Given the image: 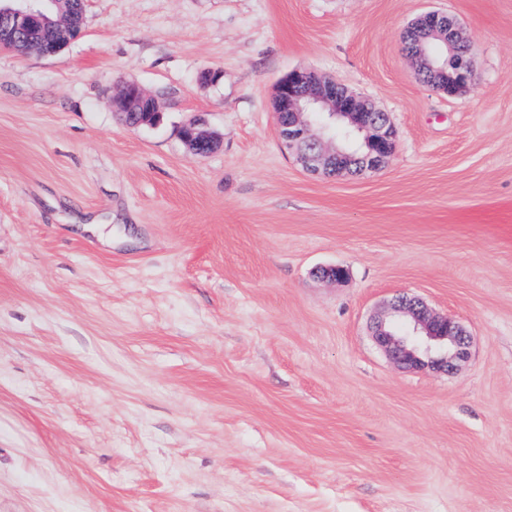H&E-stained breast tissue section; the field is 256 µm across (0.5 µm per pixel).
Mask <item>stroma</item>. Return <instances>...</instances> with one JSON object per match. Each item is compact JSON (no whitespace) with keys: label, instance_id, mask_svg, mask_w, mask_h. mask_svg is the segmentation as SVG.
<instances>
[{"label":"stroma","instance_id":"1","mask_svg":"<svg viewBox=\"0 0 512 512\" xmlns=\"http://www.w3.org/2000/svg\"><path fill=\"white\" fill-rule=\"evenodd\" d=\"M430 10L476 46L454 98L402 43ZM295 69L387 113L380 171L281 147ZM399 293L468 330L456 370L374 342ZM0 512H512V0H86L0 48ZM206 124L202 116L185 123L180 128V138L190 151L198 155H206L219 146V138L214 132L204 129Z\"/></svg>","mask_w":512,"mask_h":512}]
</instances>
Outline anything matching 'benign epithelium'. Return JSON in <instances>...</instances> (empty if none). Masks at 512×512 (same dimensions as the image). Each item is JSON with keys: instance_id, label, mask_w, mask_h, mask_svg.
Listing matches in <instances>:
<instances>
[{"instance_id": "benign-epithelium-1", "label": "benign epithelium", "mask_w": 512, "mask_h": 512, "mask_svg": "<svg viewBox=\"0 0 512 512\" xmlns=\"http://www.w3.org/2000/svg\"><path fill=\"white\" fill-rule=\"evenodd\" d=\"M32 0H0V47L50 56L60 51L53 40L31 42L23 37L30 24L37 23L59 35L69 27L67 13L59 0H37L57 7V18L31 5ZM417 33L413 53L415 72L428 75L430 86L448 97L466 92L475 81L473 44L460 31L457 20L445 12L431 10L420 14L409 25ZM134 83L125 85L114 97L123 108L145 98ZM321 112L333 124L358 134L365 151L358 156L345 153L329 133L330 126L317 124L311 116ZM276 118L288 116L287 124L277 123L280 142L301 168L310 174L329 177L361 176L379 171L395 147V131L380 108L330 78L308 70H293L276 83ZM198 116L180 128V138L188 149L206 155L219 146V138L204 129ZM372 336L394 363L406 367L425 364L450 372L468 354L470 336L456 320L432 312L415 297L399 295L372 326Z\"/></svg>"}]
</instances>
